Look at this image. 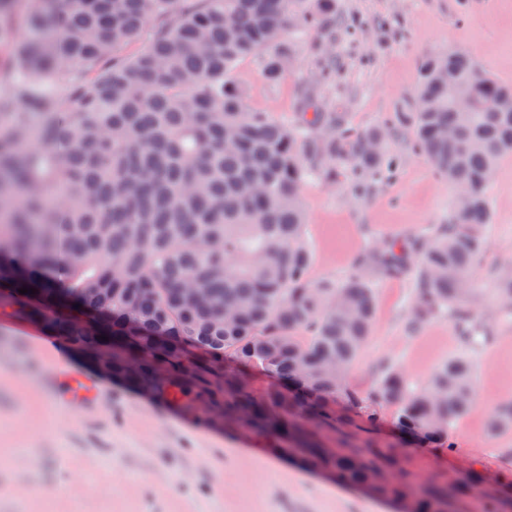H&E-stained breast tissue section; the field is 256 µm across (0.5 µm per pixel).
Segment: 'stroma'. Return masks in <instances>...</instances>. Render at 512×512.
Returning <instances> with one entry per match:
<instances>
[{
	"label": "stroma",
	"instance_id": "35a3bbf8",
	"mask_svg": "<svg viewBox=\"0 0 512 512\" xmlns=\"http://www.w3.org/2000/svg\"><path fill=\"white\" fill-rule=\"evenodd\" d=\"M347 26L333 41V78L321 82L313 45L320 35L294 34L282 78L269 82L262 55L243 60L234 80L249 109L293 125L312 95L342 106L349 123L365 129L388 120L415 99L418 71L429 54L469 53L491 78L512 85V0H336ZM411 133L396 130L390 152L401 154L398 177L356 192L349 179H308L301 189L305 236L313 255L311 281L343 277L373 242L398 239L448 221L454 191L427 160L411 151ZM491 222L476 278L491 266L512 265V155L504 156L488 187ZM373 332L348 382L367 393L383 361L424 381L443 360L460 353L452 326L437 321L407 337L403 320L412 303L406 280L374 285ZM56 339L20 313L0 292V512H405L369 487L338 481L307 467L282 440L225 414L224 377L242 378L264 396L275 384L265 370L232 358L209 361L185 354L194 379L190 395L144 391L103 373L82 355L63 363ZM476 382L475 404L453 426L452 449L417 448L394 424V408L369 425L362 410L330 404L325 422H307L318 447L332 452L376 448L395 458L394 473L418 486L449 493L447 512H512V428L488 434L494 406L512 400V325L499 327L492 346L467 352ZM97 390L78 401L76 379ZM482 483L469 495L454 487L470 472Z\"/></svg>",
	"mask_w": 512,
	"mask_h": 512
}]
</instances>
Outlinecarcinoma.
I'll return each mask as SVG.
<instances>
[{"mask_svg":"<svg viewBox=\"0 0 512 512\" xmlns=\"http://www.w3.org/2000/svg\"><path fill=\"white\" fill-rule=\"evenodd\" d=\"M339 23L335 0H43L22 10L0 0V49L11 52L0 64V290L29 320L136 386H155L167 363L169 384L192 392L180 379L190 347L288 380L294 390L260 398L240 379L224 383V410L288 442L307 444L294 418L318 416L336 397L372 421L394 405L397 426L420 446L445 444L471 411L466 356L439 364L422 385L387 363L364 396L347 377L371 333L379 279L411 281L410 336L446 320L464 346H490L496 328L512 324V269L489 273L494 323L469 304L487 189L512 154V112L496 108L512 88L466 52L425 58L397 126L466 194L448 223L371 245L342 279L313 283L301 187L308 177L393 178L400 158L371 152L390 128L360 130L309 101L288 128L245 106L233 72L262 53L276 82L290 56L285 34L329 36ZM135 44L142 48L131 55ZM444 70L467 85L468 111L452 102ZM511 426L509 401L492 411L489 431ZM308 463L405 499L410 512H446L443 497L404 475L384 477L363 452L311 447Z\"/></svg>","mask_w":512,"mask_h":512,"instance_id":"obj_1","label":"carcinoma"}]
</instances>
